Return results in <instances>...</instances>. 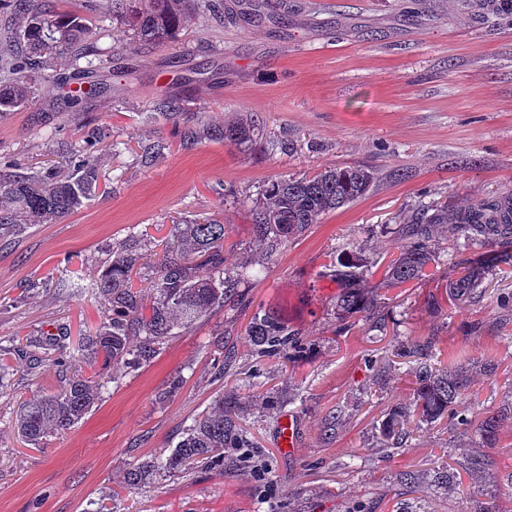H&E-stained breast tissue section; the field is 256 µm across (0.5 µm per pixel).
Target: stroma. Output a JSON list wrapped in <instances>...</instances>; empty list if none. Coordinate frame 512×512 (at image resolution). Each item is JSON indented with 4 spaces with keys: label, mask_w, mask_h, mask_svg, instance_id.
Wrapping results in <instances>:
<instances>
[{
    "label": "stroma",
    "mask_w": 512,
    "mask_h": 512,
    "mask_svg": "<svg viewBox=\"0 0 512 512\" xmlns=\"http://www.w3.org/2000/svg\"><path fill=\"white\" fill-rule=\"evenodd\" d=\"M171 42L140 49L96 0L91 41L106 61L105 90L86 94L77 80L41 84L32 102L0 112V170L70 166L66 143L101 132L120 153L97 150L94 197L52 224L0 231V512H88L103 492L119 493L115 512H512V428L496 447L474 431L440 423L399 448L377 447L378 428L413 401L407 339L435 338L471 371L458 410L495 412L512 401V266L497 264L482 301L449 300L448 240L424 279L387 287L368 277L381 320L353 319L336 330L331 277L337 253L382 262L399 242L388 226L418 202L458 206L512 191V19L484 24L458 0H212ZM77 106H68L71 96ZM178 99L170 119L154 104ZM257 114L265 137L245 151L210 137L236 112ZM165 149L143 164L145 146ZM364 166L375 183L357 201L323 217L273 256L251 234L248 207L271 179L310 176L327 167ZM224 223V265L252 259L261 275L245 306L203 316L151 362L111 383L96 408L44 448L14 431L20 400L56 391L67 372L92 375V357L44 361L29 369L18 340L66 328L71 340L95 330L108 309L88 292L45 290L54 276L82 282L101 274L129 231L165 245L191 218ZM264 309L304 340L294 363L256 359L246 328ZM236 356L220 369L219 351ZM494 364V374L476 362ZM259 365L260 376L249 374ZM183 383L157 402L171 379ZM298 386L275 410L258 407L270 388ZM237 388L243 425L266 470L250 466L164 477L121 488L138 459L176 445L185 425L217 395ZM343 417L332 437L323 423ZM297 423L294 447L277 443L284 416ZM490 464L470 470V458ZM452 470L459 486L434 487ZM418 482L409 484L406 474Z\"/></svg>",
    "instance_id": "stroma-1"
}]
</instances>
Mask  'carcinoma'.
Listing matches in <instances>:
<instances>
[{
  "mask_svg": "<svg viewBox=\"0 0 512 512\" xmlns=\"http://www.w3.org/2000/svg\"><path fill=\"white\" fill-rule=\"evenodd\" d=\"M26 16L17 33L25 47L14 55L13 45L0 46V112L27 104L34 94L31 75L50 67L71 66L91 73L93 61L79 64L78 51L89 38L87 19L76 13H58L44 7L43 0H0ZM461 6L476 19L488 23L512 15V0H461ZM210 0H112V18L121 22L142 46H153L175 38L191 12L204 13ZM260 121L251 113L239 114L224 122V142L244 150L257 145ZM95 143L85 142L71 152L72 171L62 173L48 168L26 176L12 175L0 184V227L12 223L20 213L27 224H48L68 215L91 197L97 180ZM375 180L364 166L329 167L313 176H279L268 182L260 197L249 208L251 230L269 255L303 236L323 216L364 196ZM444 225L451 226L448 248V286L458 300L478 302L482 298L489 264L512 262V193L482 197L455 210L422 205L398 224L393 234L404 242L398 257L385 267L383 279L392 288L423 279L436 261V238ZM225 226L216 220L176 225L172 241L156 261L153 297L145 301L133 290V271L150 268L146 245L135 232L127 245L112 252V259L100 276L85 286L67 280L47 278V284L78 292L88 289L108 304L111 317L78 346L81 352L101 361L103 369L117 377L128 369L151 362L166 348L176 330L187 328L210 312L224 309L227 301L239 300L240 288L250 280L252 262L245 260L231 270L224 268ZM492 248L495 256L487 261L473 254ZM365 259L359 253L345 252L336 258V321L339 326L352 318L375 314L377 299L366 286ZM252 352L259 358L278 357L290 361L303 349L298 334L288 329L272 313L259 309L246 329ZM67 333L37 334L26 338L25 356L37 364L66 348ZM405 355L414 359V408L409 413L395 410L379 427L383 441L393 443L407 436L405 424L416 416L414 429L444 419L477 433L482 446L496 447L498 432L508 413L489 415L485 411L460 413L458 399L469 389L465 368L442 365L435 340L412 341ZM108 390L102 375L75 374L54 394L21 402L17 434L28 444L39 447L47 438L78 424ZM243 407L235 389L225 391L213 406L193 419L181 440L162 458L146 457L124 474L122 487L135 488L156 479L216 467L238 466L252 458L251 439L242 426Z\"/></svg>",
  "mask_w": 512,
  "mask_h": 512,
  "instance_id": "carcinoma-1",
  "label": "carcinoma"
}]
</instances>
